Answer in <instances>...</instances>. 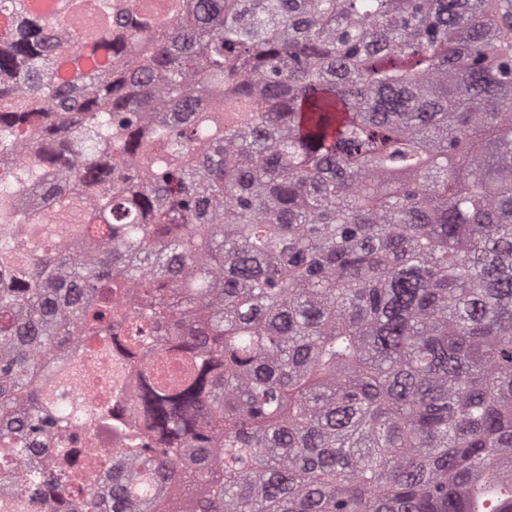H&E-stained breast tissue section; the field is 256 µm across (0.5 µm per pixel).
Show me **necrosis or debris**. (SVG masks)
<instances>
[{
	"mask_svg": "<svg viewBox=\"0 0 512 512\" xmlns=\"http://www.w3.org/2000/svg\"><path fill=\"white\" fill-rule=\"evenodd\" d=\"M79 360L78 366L60 364L55 369L57 407L66 414L79 403H92L105 408L107 416L77 423L68 440H44L37 457L50 467L66 453L76 467L100 471L115 464L118 449L140 430L134 399L147 361L132 360L119 346L106 348L95 340L82 346Z\"/></svg>",
	"mask_w": 512,
	"mask_h": 512,
	"instance_id": "necrosis-or-debris-1",
	"label": "necrosis or debris"
}]
</instances>
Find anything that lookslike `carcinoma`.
Masks as SVG:
<instances>
[{
	"mask_svg": "<svg viewBox=\"0 0 512 512\" xmlns=\"http://www.w3.org/2000/svg\"><path fill=\"white\" fill-rule=\"evenodd\" d=\"M0 468L55 512H512V0H0ZM70 231L58 251L42 225ZM128 288L138 300L116 315ZM112 510L47 364L137 359Z\"/></svg>",
	"mask_w": 512,
	"mask_h": 512,
	"instance_id": "1",
	"label": "carcinoma"
}]
</instances>
